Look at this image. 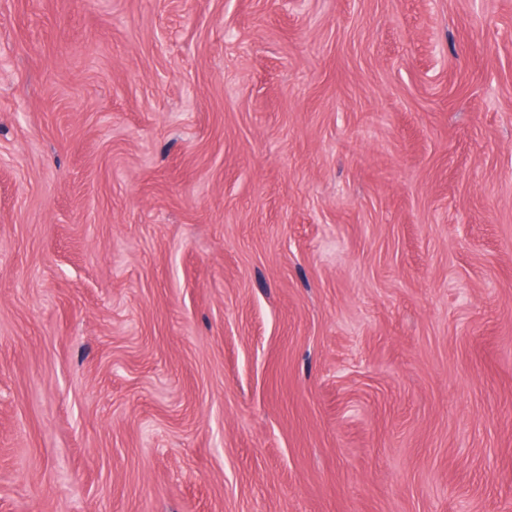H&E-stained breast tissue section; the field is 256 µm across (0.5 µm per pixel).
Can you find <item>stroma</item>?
I'll use <instances>...</instances> for the list:
<instances>
[{"label":"stroma","instance_id":"35a3bbf8","mask_svg":"<svg viewBox=\"0 0 512 512\" xmlns=\"http://www.w3.org/2000/svg\"><path fill=\"white\" fill-rule=\"evenodd\" d=\"M1 53L0 512H512V0H0Z\"/></svg>","mask_w":512,"mask_h":512}]
</instances>
